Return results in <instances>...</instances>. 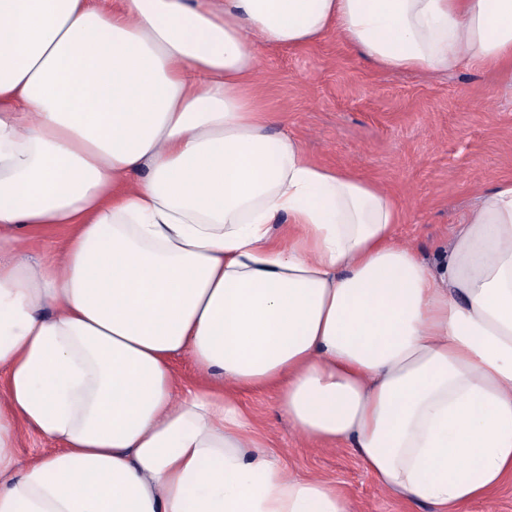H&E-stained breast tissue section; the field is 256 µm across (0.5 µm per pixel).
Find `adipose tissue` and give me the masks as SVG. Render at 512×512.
Instances as JSON below:
<instances>
[{"instance_id": "obj_1", "label": "adipose tissue", "mask_w": 512, "mask_h": 512, "mask_svg": "<svg viewBox=\"0 0 512 512\" xmlns=\"http://www.w3.org/2000/svg\"><path fill=\"white\" fill-rule=\"evenodd\" d=\"M328 36L512 73V0H0V512H353L269 450L255 387L433 512L512 475V180L422 261L257 103L264 50ZM22 425L60 450L18 464ZM63 236L56 230H44L33 235H27L23 248L27 255L33 259H41L53 254L62 244ZM172 370L176 384L179 387L198 383L201 379L190 356H184L176 360L172 365Z\"/></svg>"}]
</instances>
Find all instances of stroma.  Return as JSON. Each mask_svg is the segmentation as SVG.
<instances>
[{"label": "stroma", "mask_w": 512, "mask_h": 512, "mask_svg": "<svg viewBox=\"0 0 512 512\" xmlns=\"http://www.w3.org/2000/svg\"><path fill=\"white\" fill-rule=\"evenodd\" d=\"M258 100L314 162L376 182L402 204L399 238L432 260L479 194L512 179V77L491 65L391 73L335 37L263 54ZM271 449L301 476L337 483L356 512H431L386 494L354 449L305 441L274 390L238 394Z\"/></svg>", "instance_id": "35a3bbf8"}]
</instances>
